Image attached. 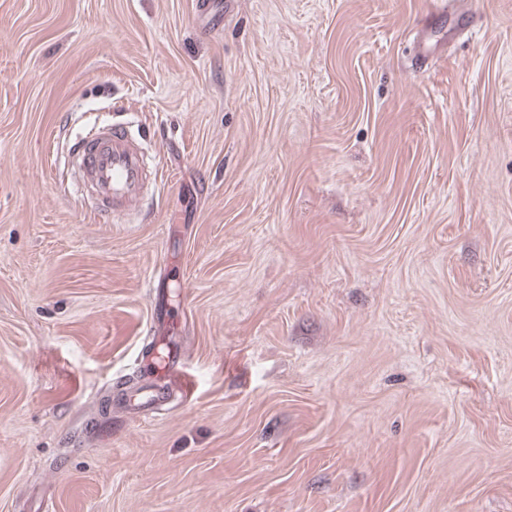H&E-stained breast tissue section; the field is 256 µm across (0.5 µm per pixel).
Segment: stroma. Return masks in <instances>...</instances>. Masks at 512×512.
Listing matches in <instances>:
<instances>
[{
  "label": "stroma",
  "instance_id": "35a3bbf8",
  "mask_svg": "<svg viewBox=\"0 0 512 512\" xmlns=\"http://www.w3.org/2000/svg\"><path fill=\"white\" fill-rule=\"evenodd\" d=\"M202 2L0 0V512H512V0ZM70 153L76 161V191L94 200L90 214L96 220L115 211L130 213L149 182L157 192L164 187L157 164L124 123L103 122L76 139ZM182 353L177 346L168 347L164 354H156L154 361L167 373L168 382L165 385H154V391L150 401H165L172 392L179 395L180 399H190L195 388L194 381L183 375L181 365ZM178 381H177V379Z\"/></svg>",
  "mask_w": 512,
  "mask_h": 512
}]
</instances>
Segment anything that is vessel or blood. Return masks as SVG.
Wrapping results in <instances>:
<instances>
[{
  "label": "vessel or blood",
  "mask_w": 512,
  "mask_h": 512,
  "mask_svg": "<svg viewBox=\"0 0 512 512\" xmlns=\"http://www.w3.org/2000/svg\"><path fill=\"white\" fill-rule=\"evenodd\" d=\"M71 154L77 168L76 190L93 199L90 213L94 218H107L115 211L130 212L146 185L157 190L163 187L156 164L123 123L107 121L94 127L76 139ZM181 359L176 346L155 355V363L167 373V382L155 386L152 401H164L173 394L191 398L195 384L183 375Z\"/></svg>",
  "instance_id": "obj_1"
}]
</instances>
